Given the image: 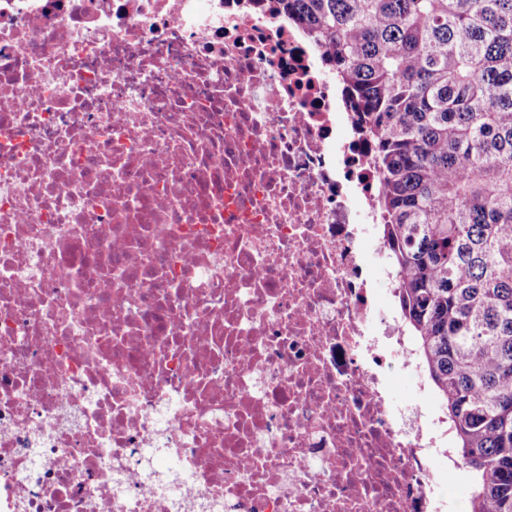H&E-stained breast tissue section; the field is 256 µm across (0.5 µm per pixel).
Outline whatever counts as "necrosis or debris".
Masks as SVG:
<instances>
[{
  "instance_id": "obj_1",
  "label": "necrosis or debris",
  "mask_w": 512,
  "mask_h": 512,
  "mask_svg": "<svg viewBox=\"0 0 512 512\" xmlns=\"http://www.w3.org/2000/svg\"><path fill=\"white\" fill-rule=\"evenodd\" d=\"M356 120L272 0H0V512H447ZM393 362L395 383L392 397L394 404L399 407L415 404L424 405L423 403L419 402L417 398L413 395L411 390V384L403 376L398 362L395 360Z\"/></svg>"
}]
</instances>
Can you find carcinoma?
<instances>
[{"instance_id": "obj_1", "label": "carcinoma", "mask_w": 512, "mask_h": 512, "mask_svg": "<svg viewBox=\"0 0 512 512\" xmlns=\"http://www.w3.org/2000/svg\"><path fill=\"white\" fill-rule=\"evenodd\" d=\"M361 112L413 354L512 512V0H275Z\"/></svg>"}]
</instances>
